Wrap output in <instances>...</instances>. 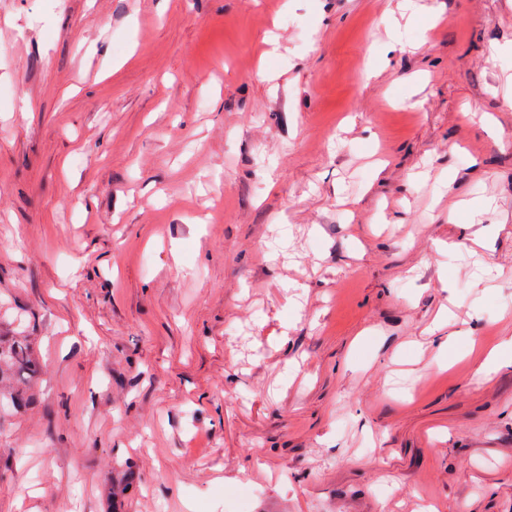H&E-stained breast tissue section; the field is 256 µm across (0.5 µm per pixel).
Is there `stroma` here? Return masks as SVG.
<instances>
[{"label": "stroma", "mask_w": 512, "mask_h": 512, "mask_svg": "<svg viewBox=\"0 0 512 512\" xmlns=\"http://www.w3.org/2000/svg\"><path fill=\"white\" fill-rule=\"evenodd\" d=\"M510 100L512 0H0V512H512ZM4 363L9 368H16L22 371H30L28 359L20 341L8 347L0 344V364Z\"/></svg>", "instance_id": "stroma-1"}]
</instances>
